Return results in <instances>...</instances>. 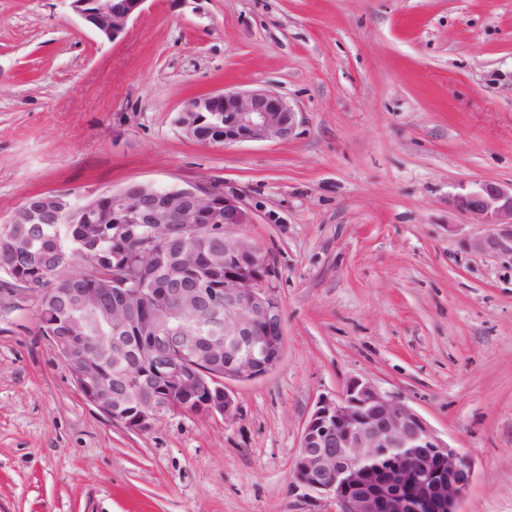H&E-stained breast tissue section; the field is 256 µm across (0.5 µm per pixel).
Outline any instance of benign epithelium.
<instances>
[{"label": "benign epithelium", "mask_w": 512, "mask_h": 512, "mask_svg": "<svg viewBox=\"0 0 512 512\" xmlns=\"http://www.w3.org/2000/svg\"><path fill=\"white\" fill-rule=\"evenodd\" d=\"M100 38L117 40L144 11L147 0H66ZM175 124L210 144L286 140L297 112L277 93L226 88L184 100ZM457 210L488 231L473 239L481 253L512 256V182L480 183L454 200ZM98 224L152 225L140 265L154 262L155 245L194 240L202 225H224V250L207 260L224 263V284L204 280L168 288H103L124 279L120 265L100 267L72 289L79 302L112 324L111 366L85 352L86 337L72 320L66 335H47L80 392L108 418L134 432L149 430L168 412H187L198 402L209 415L231 421L238 404L232 383L268 375L282 361L283 309L272 286L274 263L238 233L253 223L243 199L217 187L191 184L159 188L133 182L118 191L84 197L71 190L45 192L16 209L9 224H75L79 214ZM31 250L41 278L53 275L49 257ZM179 335H172V328ZM294 483L327 498L329 512H461L473 482L469 456L448 445L402 398L368 379L349 381L322 397L307 418L292 463Z\"/></svg>", "instance_id": "obj_1"}]
</instances>
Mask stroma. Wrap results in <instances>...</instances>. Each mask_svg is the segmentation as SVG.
<instances>
[{
	"label": "stroma",
	"instance_id": "1",
	"mask_svg": "<svg viewBox=\"0 0 512 512\" xmlns=\"http://www.w3.org/2000/svg\"><path fill=\"white\" fill-rule=\"evenodd\" d=\"M271 90L288 141L204 144L192 95ZM512 181V0H148L114 41L66 0H0V223L34 193L214 185L273 257L286 345L234 421L135 433L87 403L36 297L0 298V512H326L290 480L317 400L402 397L512 512V258L453 205Z\"/></svg>",
	"mask_w": 512,
	"mask_h": 512
}]
</instances>
